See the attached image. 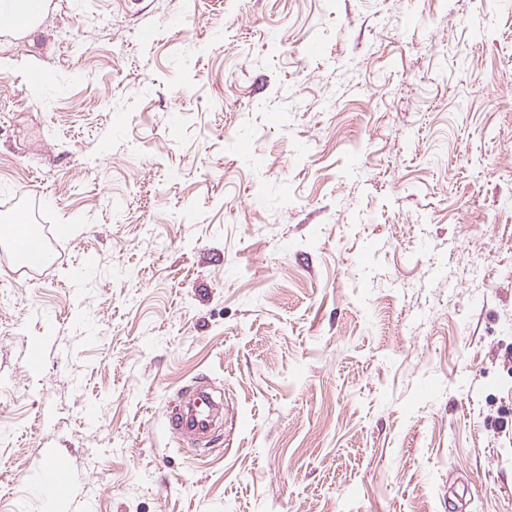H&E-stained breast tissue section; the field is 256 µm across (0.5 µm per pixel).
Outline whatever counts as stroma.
I'll return each mask as SVG.
<instances>
[{
	"instance_id": "1",
	"label": "stroma",
	"mask_w": 512,
	"mask_h": 512,
	"mask_svg": "<svg viewBox=\"0 0 512 512\" xmlns=\"http://www.w3.org/2000/svg\"><path fill=\"white\" fill-rule=\"evenodd\" d=\"M40 27L0 33V225L73 231L38 275L0 262V512H44L51 456L53 512H512L505 0ZM199 375L224 427L193 455L164 413ZM68 475L65 464L59 459L48 461L33 477L34 492L45 505V511H51L49 505L53 501L59 487Z\"/></svg>"
}]
</instances>
